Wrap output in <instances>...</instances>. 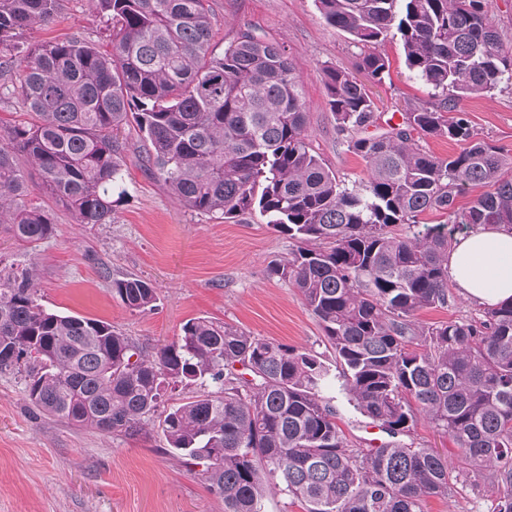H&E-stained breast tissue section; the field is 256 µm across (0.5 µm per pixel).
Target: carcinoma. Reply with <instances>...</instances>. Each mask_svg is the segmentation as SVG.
<instances>
[{"mask_svg": "<svg viewBox=\"0 0 512 512\" xmlns=\"http://www.w3.org/2000/svg\"><path fill=\"white\" fill-rule=\"evenodd\" d=\"M88 3L112 31L108 54L82 37L23 40L52 22L61 0H0V75L32 117L0 130V230L29 243L54 230L19 155L77 223H112L126 149L118 132L131 121L145 167L184 207L226 220L257 211L299 243L270 274L291 282L321 324L355 407L391 438L420 415L458 455L349 447L317 351L199 317L150 354L110 323L44 307L32 269L14 263L0 269V373L19 374L29 403L69 424L133 436L159 418L171 453L202 466L224 512H262L276 493L306 512H424L427 498L485 468L497 484L494 512H512V302L477 318L415 322L419 310L450 303L456 232L512 229V153L478 138L461 108L512 80L489 0H317L326 24L360 47L370 80L389 74L377 46L394 31L408 70L433 90L434 101L382 129L366 85L324 69L336 128L368 165L360 189L312 148L284 48L246 32L215 54L209 0ZM426 136L461 149L437 157L420 144ZM470 186L486 191L458 207ZM430 213L446 222L423 223ZM112 295L143 311L157 288L114 279ZM192 384L198 395L165 406Z\"/></svg>", "mask_w": 512, "mask_h": 512, "instance_id": "carcinoma-1", "label": "carcinoma"}]
</instances>
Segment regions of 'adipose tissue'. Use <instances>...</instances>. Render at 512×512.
Segmentation results:
<instances>
[{"label": "adipose tissue", "instance_id": "adipose-tissue-1", "mask_svg": "<svg viewBox=\"0 0 512 512\" xmlns=\"http://www.w3.org/2000/svg\"><path fill=\"white\" fill-rule=\"evenodd\" d=\"M448 274L473 303L493 308L512 300V230L487 224L458 236L448 252Z\"/></svg>", "mask_w": 512, "mask_h": 512}]
</instances>
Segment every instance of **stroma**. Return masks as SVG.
I'll use <instances>...</instances> for the list:
<instances>
[{"mask_svg": "<svg viewBox=\"0 0 512 512\" xmlns=\"http://www.w3.org/2000/svg\"><path fill=\"white\" fill-rule=\"evenodd\" d=\"M212 45L251 31L286 47L303 83L307 132L315 151L348 185L368 176L367 163L348 151L327 104L323 70L356 72L360 50L327 25L315 0H210ZM81 36L110 51L107 31L86 0H63L48 25L30 30L33 43ZM390 75L369 90L382 120L397 124L410 106L427 101L428 89L412 78L399 37L379 46ZM479 137L512 150V84L463 101ZM127 148L119 159L123 194L108 224L76 223L70 211L44 192L35 203L50 208L54 233L30 244L0 233V257L34 264L45 307L107 321L148 348L174 341L182 324L205 317L253 335L335 356L296 288L269 273L295 243L264 217L226 221L180 205L146 172L134 128H122ZM150 279L158 294L151 309L133 311L112 294L127 276ZM336 421L350 447L373 448L387 436L357 410L341 385L329 391ZM157 423L134 436L72 425L28 403L16 375L0 374V512H224L199 468L166 450ZM496 488L490 471L458 480L451 496L432 497L426 512H492Z\"/></svg>", "mask_w": 512, "mask_h": 512, "instance_id": "1", "label": "stroma"}]
</instances>
